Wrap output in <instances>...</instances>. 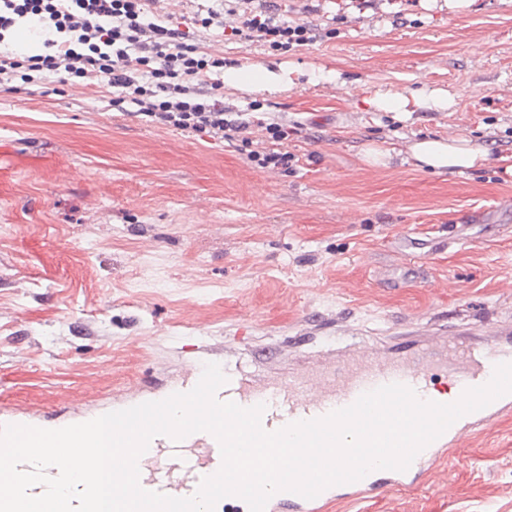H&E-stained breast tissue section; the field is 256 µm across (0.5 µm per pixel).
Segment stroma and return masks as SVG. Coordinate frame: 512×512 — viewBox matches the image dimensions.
I'll list each match as a JSON object with an SVG mask.
<instances>
[{
    "label": "stroma",
    "mask_w": 512,
    "mask_h": 512,
    "mask_svg": "<svg viewBox=\"0 0 512 512\" xmlns=\"http://www.w3.org/2000/svg\"><path fill=\"white\" fill-rule=\"evenodd\" d=\"M276 4L335 38L284 53L197 39L224 58L225 110L257 101L263 119L305 123L286 172L238 140L118 111L102 85L0 89V421L77 424L208 362L265 383L512 324V0ZM249 66L281 80L239 89L230 74ZM385 94L423 103L368 106ZM423 139L466 140L484 161L423 170ZM329 512H512V415L418 486Z\"/></svg>",
    "instance_id": "1"
}]
</instances>
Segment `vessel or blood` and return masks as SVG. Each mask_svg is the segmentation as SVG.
Returning a JSON list of instances; mask_svg holds the SVG:
<instances>
[{"label":"vessel or blood","instance_id":"obj_1","mask_svg":"<svg viewBox=\"0 0 512 512\" xmlns=\"http://www.w3.org/2000/svg\"><path fill=\"white\" fill-rule=\"evenodd\" d=\"M500 363H512V337L494 345L451 340L435 349L412 345L384 356L356 354L337 361L330 371L321 373L312 383L305 377L291 376L260 385L245 371H230L217 398L243 407L264 404L262 426L275 431L346 407L361 394L390 383L409 386L420 399L431 401L435 395L430 384L437 376L444 375L451 389L449 398L455 401L465 389L487 383L495 365ZM511 410L512 394L504 395L458 419L424 448L407 470H376L370 483L359 480L335 485L311 500L289 494V512H323L329 501L357 496L366 485L379 491L416 486L421 483L428 463L438 461L468 432ZM221 463L219 445L209 433L197 432L178 442L158 436L138 461L140 484L150 491L189 497L204 477L219 470Z\"/></svg>","mask_w":512,"mask_h":512}]
</instances>
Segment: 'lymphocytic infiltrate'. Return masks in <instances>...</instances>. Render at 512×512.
<instances>
[{"instance_id": "obj_1", "label": "lymphocytic infiltrate", "mask_w": 512, "mask_h": 512, "mask_svg": "<svg viewBox=\"0 0 512 512\" xmlns=\"http://www.w3.org/2000/svg\"><path fill=\"white\" fill-rule=\"evenodd\" d=\"M156 0H0V41L17 24L30 20L43 27L44 53L0 54V86L32 83L45 74H67L88 85L112 88L113 105L131 103L145 121L225 139L241 136L250 162L262 169H292L296 156L287 148L301 123L265 124L266 145L254 148L247 123L230 119L218 98L215 70L223 58L205 52L195 32L224 25L236 15L229 34L272 51L308 45L315 35L306 25L274 13L268 0H230L229 10L207 8L189 25L155 15Z\"/></svg>"}]
</instances>
